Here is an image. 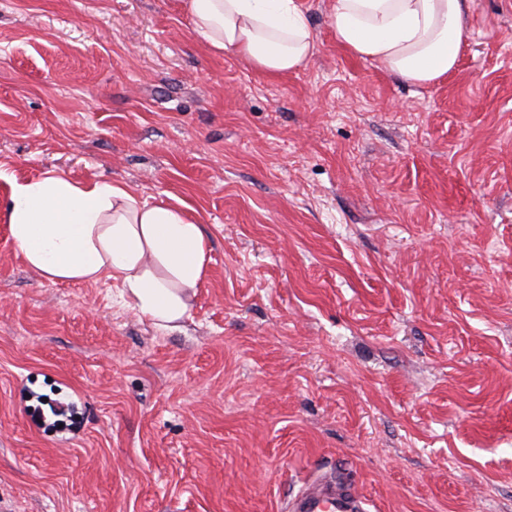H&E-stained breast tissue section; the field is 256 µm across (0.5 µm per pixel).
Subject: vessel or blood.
<instances>
[{"mask_svg":"<svg viewBox=\"0 0 512 512\" xmlns=\"http://www.w3.org/2000/svg\"><path fill=\"white\" fill-rule=\"evenodd\" d=\"M368 500L332 473H320L286 501V512H368Z\"/></svg>","mask_w":512,"mask_h":512,"instance_id":"vessel-or-blood-1","label":"vessel or blood"}]
</instances>
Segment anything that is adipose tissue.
<instances>
[{
	"label": "adipose tissue",
	"instance_id": "adipose-tissue-1",
	"mask_svg": "<svg viewBox=\"0 0 512 512\" xmlns=\"http://www.w3.org/2000/svg\"><path fill=\"white\" fill-rule=\"evenodd\" d=\"M470 0H333L338 44L416 87L453 72L468 35ZM192 30L217 53L285 76L315 51L301 0H183ZM26 266L52 283L112 281L155 325L188 311L210 261L202 225L182 204L150 205L118 184L47 174L15 181L4 208Z\"/></svg>",
	"mask_w": 512,
	"mask_h": 512
}]
</instances>
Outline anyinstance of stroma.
<instances>
[{"label": "stroma", "mask_w": 512, "mask_h": 512, "mask_svg": "<svg viewBox=\"0 0 512 512\" xmlns=\"http://www.w3.org/2000/svg\"><path fill=\"white\" fill-rule=\"evenodd\" d=\"M302 2L315 53L270 77L181 0H0V205L120 183L211 257L164 329L40 280L0 216V512H283L329 467L371 512H512V0H472L425 88Z\"/></svg>", "instance_id": "stroma-1"}]
</instances>
